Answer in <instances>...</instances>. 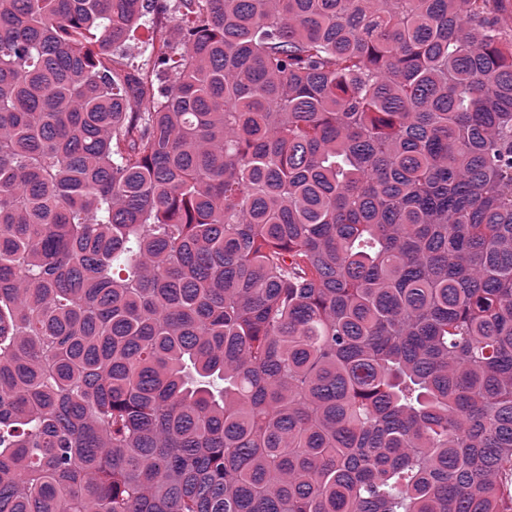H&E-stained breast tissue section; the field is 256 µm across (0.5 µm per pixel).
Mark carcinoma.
<instances>
[{
  "label": "carcinoma",
  "instance_id": "obj_1",
  "mask_svg": "<svg viewBox=\"0 0 512 512\" xmlns=\"http://www.w3.org/2000/svg\"><path fill=\"white\" fill-rule=\"evenodd\" d=\"M502 2L0 0V512H512Z\"/></svg>",
  "mask_w": 512,
  "mask_h": 512
}]
</instances>
